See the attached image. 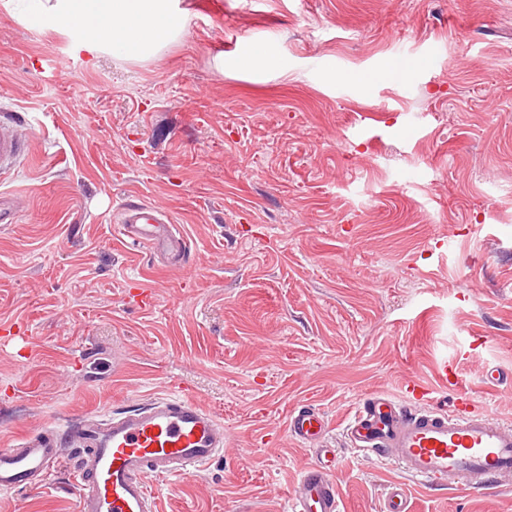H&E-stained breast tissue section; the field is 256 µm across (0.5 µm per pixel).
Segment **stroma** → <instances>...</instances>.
Listing matches in <instances>:
<instances>
[{
    "label": "stroma",
    "mask_w": 512,
    "mask_h": 512,
    "mask_svg": "<svg viewBox=\"0 0 512 512\" xmlns=\"http://www.w3.org/2000/svg\"><path fill=\"white\" fill-rule=\"evenodd\" d=\"M184 35L148 59L75 54L0 8V119L27 153L0 178V448L138 400L192 397L224 452L151 478L160 512H289L328 418L342 512H512V480L432 487L348 447L359 401L459 361L512 425V0H173ZM263 47L287 69L240 71ZM430 52L392 74L399 51ZM131 197L189 265L121 242ZM504 378L487 387L488 370ZM71 468L0 512H76Z\"/></svg>",
    "instance_id": "35a3bbf8"
}]
</instances>
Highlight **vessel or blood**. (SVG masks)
Returning a JSON list of instances; mask_svg holds the SVG:
<instances>
[{
  "label": "vessel or blood",
  "instance_id": "b4317fda",
  "mask_svg": "<svg viewBox=\"0 0 512 512\" xmlns=\"http://www.w3.org/2000/svg\"><path fill=\"white\" fill-rule=\"evenodd\" d=\"M24 152L16 125L0 121V169ZM120 235L149 247L163 260L185 264L189 252L180 232L142 203H127ZM435 377L453 391L449 408L430 404V391L409 381L405 400L385 394L364 397L345 429L351 448L389 459L406 476L423 482L449 479L481 490L493 480L512 479V426L492 421L468 395L454 363L442 359ZM327 418L299 406L288 419L290 435L317 458L305 468L289 495L290 512H341L333 460L322 446ZM79 454L74 468L77 512H158L149 478H178L224 450V426L187 396L154 399L144 407L88 417L73 428L24 435L18 447L0 448V494L41 485L64 464L67 445Z\"/></svg>",
  "mask_w": 512,
  "mask_h": 512
}]
</instances>
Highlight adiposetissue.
<instances>
[{
  "label": "adipose tissue",
  "mask_w": 512,
  "mask_h": 512,
  "mask_svg": "<svg viewBox=\"0 0 512 512\" xmlns=\"http://www.w3.org/2000/svg\"><path fill=\"white\" fill-rule=\"evenodd\" d=\"M54 12L63 25L83 26L73 49L92 60L105 51L149 58L185 29L171 0H56Z\"/></svg>",
  "instance_id": "obj_1"
}]
</instances>
